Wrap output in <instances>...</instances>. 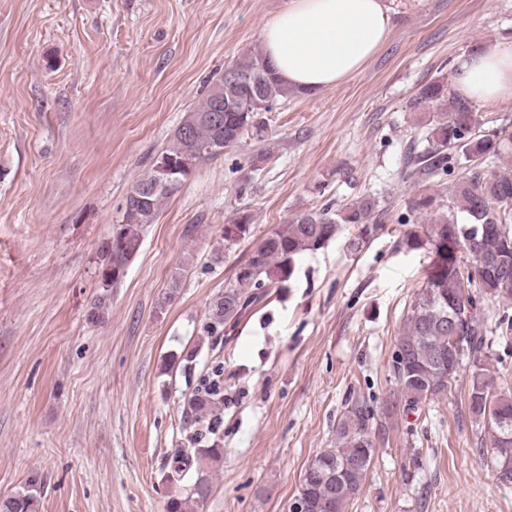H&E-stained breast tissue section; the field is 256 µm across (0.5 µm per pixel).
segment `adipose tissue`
I'll return each instance as SVG.
<instances>
[{"label": "adipose tissue", "mask_w": 512, "mask_h": 512, "mask_svg": "<svg viewBox=\"0 0 512 512\" xmlns=\"http://www.w3.org/2000/svg\"><path fill=\"white\" fill-rule=\"evenodd\" d=\"M390 32L389 0H289L261 38L279 81L316 93L359 73ZM453 86L478 102L512 98V42L496 40L463 55Z\"/></svg>", "instance_id": "1"}]
</instances>
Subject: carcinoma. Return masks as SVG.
Wrapping results in <instances>:
<instances>
[{"mask_svg": "<svg viewBox=\"0 0 512 512\" xmlns=\"http://www.w3.org/2000/svg\"><path fill=\"white\" fill-rule=\"evenodd\" d=\"M223 98L209 90L200 106L191 112L197 121L184 136L175 129L170 144L153 157L150 168L162 160L192 156L196 164L218 154L212 148L224 142L228 149L246 134L264 137L266 126L258 117L270 112L288 97L274 76L265 55L256 51L224 70L220 82ZM416 112H430L427 147L410 158L408 170L418 181L428 182L450 175L456 158L468 163V175L453 185L448 200L422 191L410 203L407 224L418 229L405 234L410 249L428 248L433 254L424 284L407 315L396 349L404 351L403 362L393 360L392 371L400 394L402 411L415 412L422 402L451 388L457 374H448L441 357L448 355V316L456 301L467 302L466 316L456 325L461 337L459 363L473 361V384L468 411L484 424L493 453V466L503 481H512V394L494 392L489 369L480 364L487 342V329L474 315L477 288L485 295L512 300V169L488 174L484 167L500 156L502 136L482 130L473 102L461 93H449L448 84L435 79L419 88L410 101ZM192 175L186 171L168 187L145 190L146 177L139 178L119 207L118 232L101 245L97 254L102 285L112 287V272L127 269L139 253L145 228L154 223L164 200ZM343 224L356 230L357 248L382 229V213L371 200H361L340 209L332 203L302 212L259 238L248 257L236 266L224 293L209 307L207 332L225 337L238 334L241 323L259 311L273 288L292 278L295 260L324 247ZM253 224L243 213L224 225L227 249L252 237ZM220 395V375L205 391L189 402L190 417L201 424ZM374 413L360 399H349L336 425V447L317 454L311 469L309 512H346L350 499L359 495L375 455L372 436ZM224 449L217 443L202 448L180 449L173 458V471L189 470L193 462L219 461ZM208 472L198 470L187 495H173L165 512H187L188 503H200L210 493ZM41 480L32 477L20 490L0 500V512H38Z\"/></svg>", "mask_w": 512, "mask_h": 512, "instance_id": "1", "label": "carcinoma"}]
</instances>
